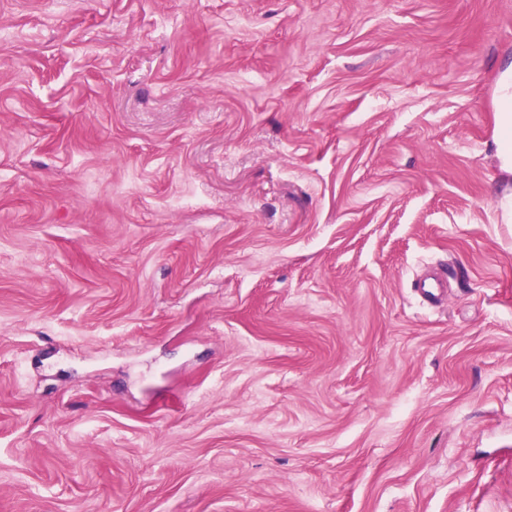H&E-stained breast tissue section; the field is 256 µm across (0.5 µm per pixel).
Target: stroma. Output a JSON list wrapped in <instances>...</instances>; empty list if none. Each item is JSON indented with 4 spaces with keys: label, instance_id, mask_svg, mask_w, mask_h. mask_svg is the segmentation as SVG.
<instances>
[{
    "label": "stroma",
    "instance_id": "stroma-1",
    "mask_svg": "<svg viewBox=\"0 0 512 512\" xmlns=\"http://www.w3.org/2000/svg\"><path fill=\"white\" fill-rule=\"evenodd\" d=\"M511 56L512 0H0V512H512ZM496 154L501 170L512 175V61H506L496 85Z\"/></svg>",
    "mask_w": 512,
    "mask_h": 512
}]
</instances>
